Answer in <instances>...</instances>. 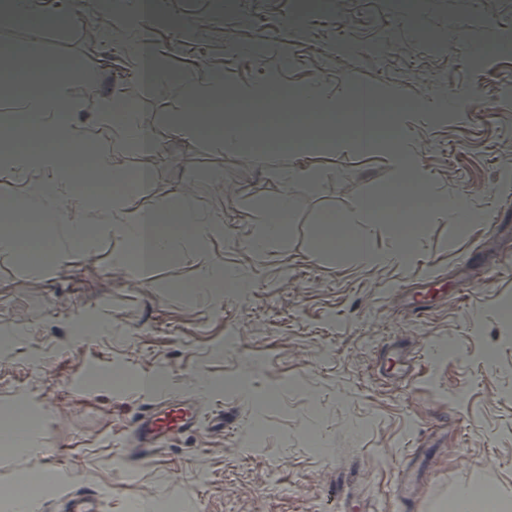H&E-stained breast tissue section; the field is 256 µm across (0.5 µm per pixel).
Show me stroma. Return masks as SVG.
<instances>
[{
	"label": "stroma",
	"instance_id": "obj_1",
	"mask_svg": "<svg viewBox=\"0 0 512 512\" xmlns=\"http://www.w3.org/2000/svg\"><path fill=\"white\" fill-rule=\"evenodd\" d=\"M34 2L46 23L0 30V72L16 50L53 71L79 104V127L95 125L103 98L128 99L159 144L148 157H112L153 172L135 206L191 181L195 207L223 215L224 232L148 270L119 264L126 244L108 234L88 256L35 263L0 252L10 338L0 411L24 405L38 443L0 455V485L57 470L62 482L41 484L33 512H65L64 494L78 491L99 495L101 512H161L167 500L185 512H400L394 485L407 466L416 512H449L463 486L512 497V318L502 311L512 270L491 279L486 269L512 248V0H163L150 23L174 76L264 87L281 105L318 85L343 111L366 90H392L399 132L433 188L462 197L475 221L466 233L452 217L425 216L412 260L377 268L329 254L319 238L326 215L344 223L401 181L391 157L344 140L309 156L316 183L282 188L272 173L297 165L294 155L253 163L177 137L184 99L162 85L140 93L120 46L85 38L132 0L108 11L103 0ZM219 173L234 196L217 192ZM283 189L288 234L255 253V210ZM219 266L242 287L197 290ZM405 286L444 297L420 320ZM397 340L418 353L408 380L382 371ZM190 396L204 416L223 411V430L204 419L169 435L150 463L129 459L141 413ZM259 421L267 432L253 448L245 433Z\"/></svg>",
	"mask_w": 512,
	"mask_h": 512
}]
</instances>
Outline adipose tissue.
Wrapping results in <instances>:
<instances>
[{
  "label": "adipose tissue",
  "mask_w": 512,
  "mask_h": 512,
  "mask_svg": "<svg viewBox=\"0 0 512 512\" xmlns=\"http://www.w3.org/2000/svg\"><path fill=\"white\" fill-rule=\"evenodd\" d=\"M146 44V38L140 35L126 41L123 50L133 62L138 83L150 88L163 84L175 94H189L187 112L176 116L174 121L175 130L181 136L191 140L206 139L218 148L229 145L248 155L254 154V146L260 140L299 157L313 152L314 142L299 135L290 124L271 118L258 121L244 112L210 111L218 78L206 76L195 80L170 76L157 53L146 51ZM5 94L16 111L32 119L31 124L22 127L10 126L8 139L24 140L34 135L44 142L38 153L14 154L7 171L19 185L17 208L53 216V235L45 244L47 250L57 255L74 250L91 254L100 231L106 230L125 239L136 265L148 269L176 254L183 242L192 237L222 234V217L199 211L192 203L191 193L183 188L174 197L161 200L149 209L128 204V177L124 171L113 168L112 153L134 150L147 156L155 148L139 113L128 101L105 99L97 124L81 128L67 122V115L75 111L77 105L52 76H44L37 82L27 69H13ZM375 123L373 114H351L350 131L356 147L372 154L388 153L401 172H417V191L430 192L428 178L417 171L415 151L409 141L403 138L389 144L380 140L372 131ZM70 148L90 154L95 161L94 168L66 165L64 152ZM101 171L107 172L118 184V192L87 196V185ZM68 202L81 210V219H74L71 211L65 210ZM291 209V198L285 191L262 205L260 224L250 241L254 251L263 252L270 243L287 235ZM414 237V232L395 227L393 248L381 251L373 246L368 235L352 233L350 225L329 224L321 245L332 252L351 254L361 266L371 268L404 264Z\"/></svg>",
  "instance_id": "ef3b65f1"
}]
</instances>
